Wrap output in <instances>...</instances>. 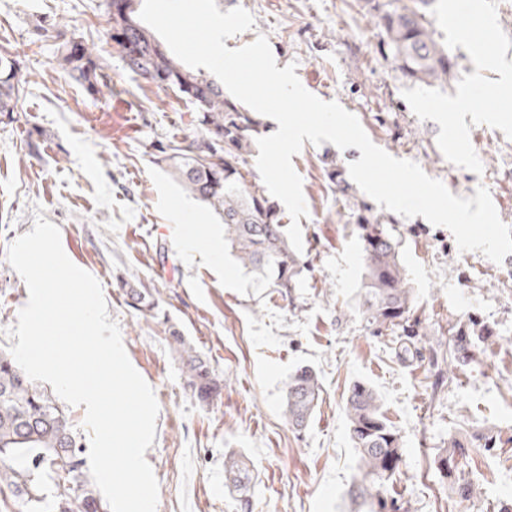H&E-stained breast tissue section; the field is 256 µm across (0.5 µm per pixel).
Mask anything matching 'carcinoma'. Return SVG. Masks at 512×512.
Wrapping results in <instances>:
<instances>
[{
	"label": "carcinoma",
	"instance_id": "1",
	"mask_svg": "<svg viewBox=\"0 0 512 512\" xmlns=\"http://www.w3.org/2000/svg\"><path fill=\"white\" fill-rule=\"evenodd\" d=\"M415 6L384 5L365 0L378 12L381 47L397 68L415 82L432 84L447 79L453 63L426 22L425 8L432 0H412ZM108 33L120 49L127 71L146 86L172 91L197 114L200 133L191 140H170L157 146L181 186L210 206L224 223V239L240 264L282 295H289L304 270L293 250L278 203L247 179L245 155L260 132L256 115L224 97L216 80L186 69L142 23L138 9L129 16H109ZM59 65L94 94L107 79L105 67L88 51L84 41L56 35ZM26 93L19 60L7 45H0V113H13ZM364 253L363 288L358 313L372 332L396 335L398 356L418 354L410 320L413 288L402 264L400 241L391 227L364 216L357 225ZM130 306L138 311L155 308L151 293L127 289ZM170 345L178 355L185 388L207 404L219 397L222 384L209 362L186 344L180 330H169ZM452 336L451 362L462 368L473 360L484 336L461 325L448 328ZM321 386L314 370L297 369L286 385L284 416L300 432L311 421ZM350 438L358 454L357 473L348 490L355 512H401L393 484L402 461L401 437L381 409L377 393L356 381L345 401ZM81 437L70 414L47 390L34 383L8 355L0 352V493L9 491L28 512H42L47 486L53 484V512H105L87 479ZM468 446L451 437L437 449L439 476L456 484L460 497L474 494L471 483L459 479V459ZM224 472L243 493L242 512H249L246 496L250 471L235 454L225 456Z\"/></svg>",
	"mask_w": 512,
	"mask_h": 512
}]
</instances>
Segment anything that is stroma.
Listing matches in <instances>:
<instances>
[{"mask_svg":"<svg viewBox=\"0 0 512 512\" xmlns=\"http://www.w3.org/2000/svg\"><path fill=\"white\" fill-rule=\"evenodd\" d=\"M249 11L252 29L226 39L234 49L265 35L279 65L296 64L302 85L356 115L374 144L416 162L456 196L488 188L512 227V94L490 56L512 58V0H435L427 19L454 67L445 82L405 78L381 51V30L364 0H216ZM487 15V42L464 40L460 22ZM106 0H0V43L18 57L26 94L0 119V350L15 340L28 289L7 262L9 246L33 228L34 209L57 225L70 260L101 284L110 320L158 404L145 453L159 483L157 512H241L227 485L224 455H243L254 481L252 512H352L347 496L357 457L345 397L364 381L401 436L394 486L405 512H497L512 503V254L494 263L460 252L453 234L423 217L381 208L348 172L357 148L305 144L292 158L308 209L301 219L305 269L282 296L239 264L188 255L184 242L224 225L153 158L154 145L193 138L191 108L171 91L137 89L107 35ZM83 36L108 74L96 95L56 63L38 26ZM393 221L414 289L418 354L396 356L355 309L364 272L355 231L360 214ZM156 291L155 312L129 305L118 280ZM477 324L493 334L465 370L449 371L448 327ZM223 379L205 405L183 385L168 327ZM316 371L321 400L294 432L283 415L289 376ZM470 448L461 461L476 482L470 500L440 480L434 465L450 436ZM493 450H485V440Z\"/></svg>","mask_w":512,"mask_h":512,"instance_id":"1","label":"stroma"}]
</instances>
